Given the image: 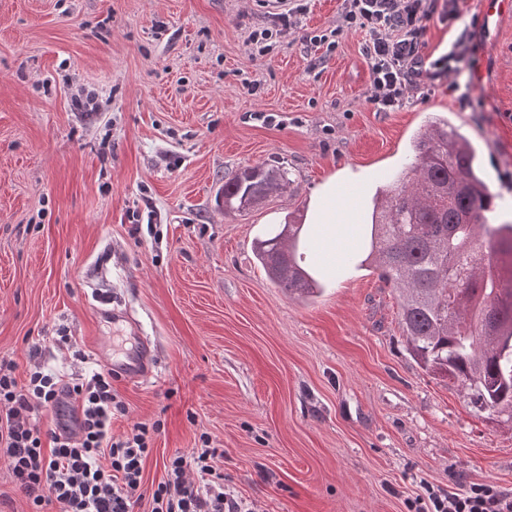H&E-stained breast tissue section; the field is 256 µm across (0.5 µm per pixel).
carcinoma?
<instances>
[{
	"mask_svg": "<svg viewBox=\"0 0 512 512\" xmlns=\"http://www.w3.org/2000/svg\"><path fill=\"white\" fill-rule=\"evenodd\" d=\"M399 183L377 187L365 229L367 261L399 292L407 350L457 385L480 411L512 422V224H489L494 195L471 140L434 118L413 141ZM285 171L247 168L224 181V211L242 212L283 189ZM258 239L254 256L290 297L320 281L301 265L316 245L303 225Z\"/></svg>",
	"mask_w": 512,
	"mask_h": 512,
	"instance_id": "1",
	"label": "carcinoma"
}]
</instances>
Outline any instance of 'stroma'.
<instances>
[{
  "mask_svg": "<svg viewBox=\"0 0 512 512\" xmlns=\"http://www.w3.org/2000/svg\"><path fill=\"white\" fill-rule=\"evenodd\" d=\"M343 7L308 0L278 33L261 0H0V360L22 380L35 350L88 377L111 356L94 337L128 353L149 337L155 374L114 381L128 412L112 420L117 436L162 421L147 483L205 433L226 489L259 512H407L424 482L512 493V424L417 363L374 269L298 300L253 255L329 181L355 190L350 220L366 223L434 116L481 151L490 223L512 222V14L488 29L463 0V25L431 20L425 57L464 32L476 44L473 88L426 83L379 112L363 32L330 52L309 42ZM81 88L102 111L77 109ZM270 164L286 186L225 213V179Z\"/></svg>",
  "mask_w": 512,
  "mask_h": 512,
  "instance_id": "obj_1",
  "label": "stroma"
}]
</instances>
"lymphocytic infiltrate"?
Masks as SVG:
<instances>
[{
  "label": "lymphocytic infiltrate",
  "mask_w": 512,
  "mask_h": 512,
  "mask_svg": "<svg viewBox=\"0 0 512 512\" xmlns=\"http://www.w3.org/2000/svg\"><path fill=\"white\" fill-rule=\"evenodd\" d=\"M436 17L456 24L462 17L460 0H344L341 25L312 41L320 45L346 30L363 31L368 101L377 111L392 112L422 80L457 77L476 65L475 49L463 38L441 58H423L428 24ZM15 371L13 362L0 361V464L24 491L31 512H46L55 503L60 512H135L145 502L150 512H253L225 491L224 474L215 464L224 451L206 436L190 454L170 456L165 478L146 486L144 462L162 423L137 422L125 434L113 435V417L127 409L112 386L111 370L70 381L36 365L23 384ZM65 398L81 413L78 432L68 433L60 423L41 429L36 414L59 410ZM408 509L512 512V495L491 483L462 494L431 490Z\"/></svg>",
  "instance_id": "f902f5d3"
}]
</instances>
